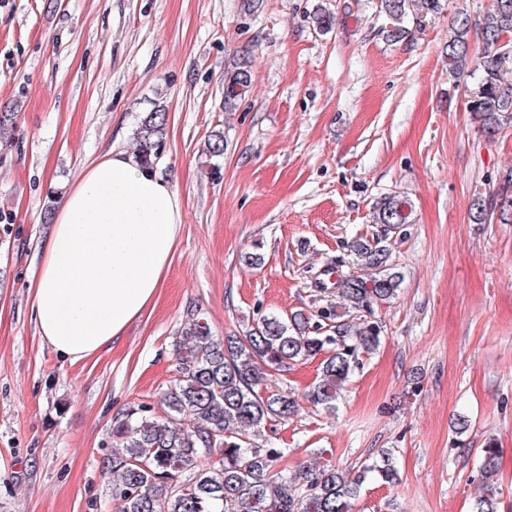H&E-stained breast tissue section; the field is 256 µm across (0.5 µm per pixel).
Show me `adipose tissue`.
Returning a JSON list of instances; mask_svg holds the SVG:
<instances>
[{
    "label": "adipose tissue",
    "mask_w": 512,
    "mask_h": 512,
    "mask_svg": "<svg viewBox=\"0 0 512 512\" xmlns=\"http://www.w3.org/2000/svg\"><path fill=\"white\" fill-rule=\"evenodd\" d=\"M181 223L155 166L115 151L88 166L38 245L29 289L42 343L73 363L122 336L162 288Z\"/></svg>",
    "instance_id": "ef3b65f1"
}]
</instances>
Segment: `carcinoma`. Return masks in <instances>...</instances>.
<instances>
[{
    "instance_id": "carcinoma-1",
    "label": "carcinoma",
    "mask_w": 512,
    "mask_h": 512,
    "mask_svg": "<svg viewBox=\"0 0 512 512\" xmlns=\"http://www.w3.org/2000/svg\"><path fill=\"white\" fill-rule=\"evenodd\" d=\"M377 9L386 20V39L398 44L421 30V20L440 16L445 0H378ZM474 35L485 49L477 67L471 66ZM502 41L512 44V0H492L476 23L457 13L445 44L448 79L456 85L474 81L465 110L492 133L512 125V78L499 58ZM250 85L248 62L242 60L224 75L225 106L234 107ZM166 127L163 109L141 120L136 138L141 160L153 164L160 158ZM488 215L486 197L475 193L472 220L484 224ZM411 216L410 200L394 193L375 204L372 221L395 234L405 231ZM351 252L358 259L356 271L330 285L316 283L341 294L348 305L342 314L332 303L309 314H264L245 335L218 338L201 310L186 311L162 415L151 416L149 406L138 404L113 421L120 451L105 469L120 512H352L367 481L395 482L388 459L356 471L318 463L290 475L281 466L285 449L255 442L267 422H286L298 410L288 391L267 384L268 371L323 356L307 399L333 412L363 357L380 346L382 326L373 308L397 295L400 276L378 240L357 239ZM500 458L493 443L483 449L484 488L472 512H512V504L502 505L494 481Z\"/></svg>"
}]
</instances>
